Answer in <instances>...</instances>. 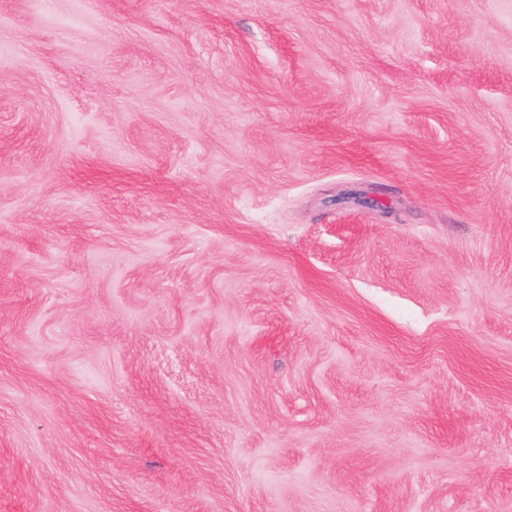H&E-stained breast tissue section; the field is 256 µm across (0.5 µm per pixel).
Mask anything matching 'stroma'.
<instances>
[{
    "label": "stroma",
    "mask_w": 512,
    "mask_h": 512,
    "mask_svg": "<svg viewBox=\"0 0 512 512\" xmlns=\"http://www.w3.org/2000/svg\"><path fill=\"white\" fill-rule=\"evenodd\" d=\"M0 512H512V0H0Z\"/></svg>",
    "instance_id": "obj_1"
}]
</instances>
